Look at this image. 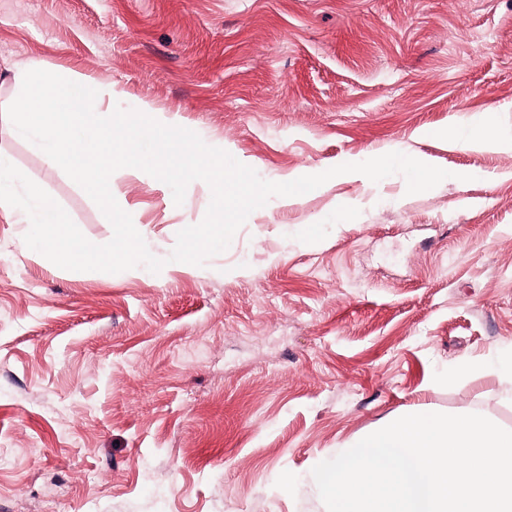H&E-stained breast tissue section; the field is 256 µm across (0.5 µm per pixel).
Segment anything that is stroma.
I'll use <instances>...</instances> for the list:
<instances>
[{"instance_id": "obj_1", "label": "stroma", "mask_w": 512, "mask_h": 512, "mask_svg": "<svg viewBox=\"0 0 512 512\" xmlns=\"http://www.w3.org/2000/svg\"><path fill=\"white\" fill-rule=\"evenodd\" d=\"M34 61L269 181L391 152L450 176L271 198L198 267L168 256L209 186L119 169L156 274L61 269L1 215L0 512H326L312 468L390 418L512 428V149L446 136L512 127V0H0V108ZM0 158L111 239L1 115Z\"/></svg>"}]
</instances>
